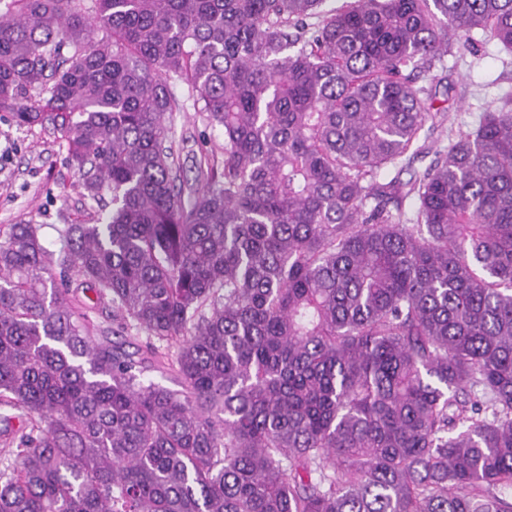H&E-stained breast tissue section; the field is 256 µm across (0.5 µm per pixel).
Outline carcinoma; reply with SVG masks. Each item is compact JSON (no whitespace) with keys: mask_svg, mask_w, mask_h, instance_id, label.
I'll use <instances>...</instances> for the list:
<instances>
[{"mask_svg":"<svg viewBox=\"0 0 512 512\" xmlns=\"http://www.w3.org/2000/svg\"><path fill=\"white\" fill-rule=\"evenodd\" d=\"M326 2L0 0V112L112 194L0 227V512H512V94L421 137L512 0ZM178 83L224 137L189 192ZM77 281L73 280L68 294L72 304L80 311H88L95 324L99 325L105 331V336H110L114 341H127L133 343L130 351L137 345H143L146 333L135 329L134 327L120 328L117 323L112 321V310L104 308L102 305H95L96 296L92 291L76 288ZM94 307V308H90Z\"/></svg>","mask_w":512,"mask_h":512,"instance_id":"carcinoma-1","label":"carcinoma"}]
</instances>
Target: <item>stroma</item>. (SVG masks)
<instances>
[{
  "label": "stroma",
  "instance_id": "35a3bbf8",
  "mask_svg": "<svg viewBox=\"0 0 512 512\" xmlns=\"http://www.w3.org/2000/svg\"><path fill=\"white\" fill-rule=\"evenodd\" d=\"M444 65L448 112L428 140L435 148L446 145L449 136L470 131L499 91L512 90V55L501 51L495 41L480 43L474 51H454L445 57ZM174 92L179 110L172 147L183 178L191 180L196 161L204 157L222 161L224 139L206 126L185 86H176ZM66 156L52 125H26L11 113L0 112V226L39 225L46 245L56 249L59 227L93 223L101 206L87 197L80 175L70 168ZM68 297L78 310L89 312L111 340L144 344V332L120 328L111 310L97 305L93 292L74 287Z\"/></svg>",
  "mask_w": 512,
  "mask_h": 512
}]
</instances>
